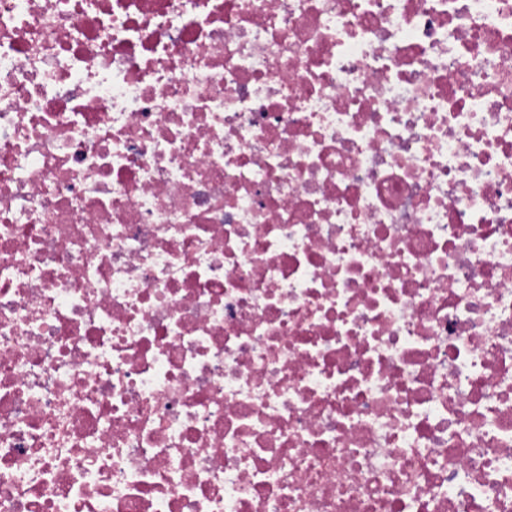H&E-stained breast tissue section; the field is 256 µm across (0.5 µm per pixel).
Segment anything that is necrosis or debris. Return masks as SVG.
Masks as SVG:
<instances>
[{
    "label": "necrosis or debris",
    "instance_id": "obj_1",
    "mask_svg": "<svg viewBox=\"0 0 512 512\" xmlns=\"http://www.w3.org/2000/svg\"><path fill=\"white\" fill-rule=\"evenodd\" d=\"M0 512H512V0H0Z\"/></svg>",
    "mask_w": 512,
    "mask_h": 512
}]
</instances>
